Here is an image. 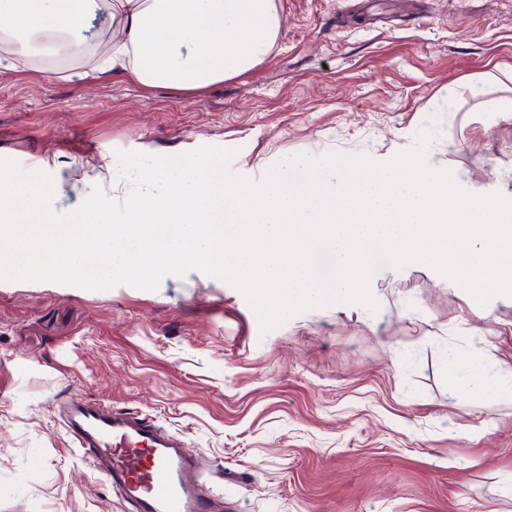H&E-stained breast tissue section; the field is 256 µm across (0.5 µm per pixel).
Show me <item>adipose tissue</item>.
Segmentation results:
<instances>
[{
	"label": "adipose tissue",
	"instance_id": "ef3b65f1",
	"mask_svg": "<svg viewBox=\"0 0 512 512\" xmlns=\"http://www.w3.org/2000/svg\"><path fill=\"white\" fill-rule=\"evenodd\" d=\"M100 15L109 38L95 73L180 91L254 68L280 29L277 0H0V73L19 56H88Z\"/></svg>",
	"mask_w": 512,
	"mask_h": 512
}]
</instances>
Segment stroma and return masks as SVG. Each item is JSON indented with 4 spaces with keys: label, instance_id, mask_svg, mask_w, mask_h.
Listing matches in <instances>:
<instances>
[{
    "label": "stroma",
    "instance_id": "stroma-1",
    "mask_svg": "<svg viewBox=\"0 0 512 512\" xmlns=\"http://www.w3.org/2000/svg\"><path fill=\"white\" fill-rule=\"evenodd\" d=\"M261 64L199 92L88 78L85 61L0 75V159L63 191L116 150L237 148L258 181L332 151L384 160L438 119L430 161L512 200V0H281ZM377 311L336 303L262 333L244 295L193 271L154 291L0 282V512H128L63 406L156 420L221 512H512V297L471 315L430 266L384 268ZM456 366L461 394L448 388Z\"/></svg>",
    "mask_w": 512,
    "mask_h": 512
}]
</instances>
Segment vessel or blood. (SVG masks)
Instances as JSON below:
<instances>
[{"mask_svg":"<svg viewBox=\"0 0 512 512\" xmlns=\"http://www.w3.org/2000/svg\"><path fill=\"white\" fill-rule=\"evenodd\" d=\"M71 433L133 512H214L192 458L155 421L82 404L74 409Z\"/></svg>","mask_w":512,"mask_h":512,"instance_id":"obj_1","label":"vessel or blood"}]
</instances>
